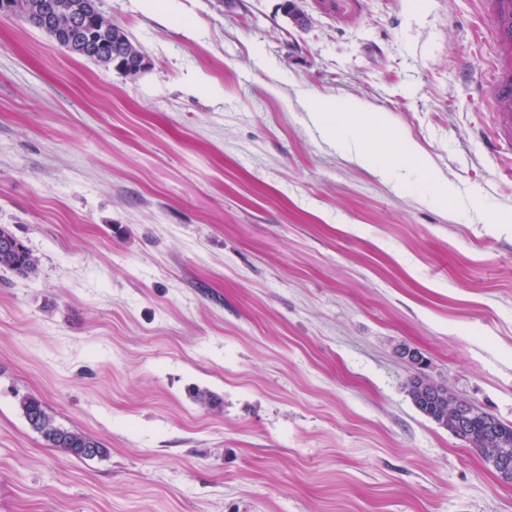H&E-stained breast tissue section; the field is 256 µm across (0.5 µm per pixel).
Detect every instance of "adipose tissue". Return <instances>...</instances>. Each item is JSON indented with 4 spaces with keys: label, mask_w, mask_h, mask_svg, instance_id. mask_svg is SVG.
Segmentation results:
<instances>
[{
    "label": "adipose tissue",
    "mask_w": 512,
    "mask_h": 512,
    "mask_svg": "<svg viewBox=\"0 0 512 512\" xmlns=\"http://www.w3.org/2000/svg\"><path fill=\"white\" fill-rule=\"evenodd\" d=\"M310 114L326 135L349 143L361 165L377 169L384 177L404 166L412 168L424 177L431 197L437 203H447L448 186L435 179L424 157L391 133L385 113L364 112L350 99L317 98L311 102Z\"/></svg>",
    "instance_id": "adipose-tissue-1"
}]
</instances>
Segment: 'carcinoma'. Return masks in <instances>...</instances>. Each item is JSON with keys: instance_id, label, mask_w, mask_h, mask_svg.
<instances>
[{"instance_id": "obj_1", "label": "carcinoma", "mask_w": 512, "mask_h": 512, "mask_svg": "<svg viewBox=\"0 0 512 512\" xmlns=\"http://www.w3.org/2000/svg\"><path fill=\"white\" fill-rule=\"evenodd\" d=\"M112 20L101 17V23L90 27L85 33V40L91 49L102 55L98 63L120 70L130 65L139 56L140 49L129 39L116 42L112 40ZM0 238L11 242L7 250L0 249V268L8 269L16 274L28 277L34 274L38 267V259L16 238L7 228L0 227ZM425 383L422 378H415L410 383V395L416 408L437 425L447 429L452 435L479 452L487 464H492L495 456L491 449H500L499 455L512 458V424L499 422L495 433H490L487 426L488 413L475 408L471 411L462 431H457L452 416L450 404L457 398L440 388L433 389V394L427 398L420 396L419 387ZM19 404L30 427L40 434L47 446L59 448L78 458H93L104 453L101 444L81 432L59 426L50 415L40 399L33 395H24Z\"/></svg>"}]
</instances>
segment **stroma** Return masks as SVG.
I'll use <instances>...</instances> for the list:
<instances>
[{"label": "stroma", "instance_id": "1", "mask_svg": "<svg viewBox=\"0 0 512 512\" xmlns=\"http://www.w3.org/2000/svg\"><path fill=\"white\" fill-rule=\"evenodd\" d=\"M282 2L97 0L134 76L0 14V225L38 259L0 268V512H512L408 388L512 424L476 0ZM316 97L386 113L460 199L359 165ZM28 393L104 455L47 447Z\"/></svg>", "mask_w": 512, "mask_h": 512}]
</instances>
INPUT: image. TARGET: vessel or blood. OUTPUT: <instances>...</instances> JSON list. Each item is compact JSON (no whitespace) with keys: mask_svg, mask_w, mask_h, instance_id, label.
I'll list each match as a JSON object with an SVG mask.
<instances>
[{"mask_svg":"<svg viewBox=\"0 0 512 512\" xmlns=\"http://www.w3.org/2000/svg\"><path fill=\"white\" fill-rule=\"evenodd\" d=\"M478 10L490 26L489 62L479 82L488 107V149L512 177V0H478Z\"/></svg>","mask_w":512,"mask_h":512,"instance_id":"obj_1","label":"vessel or blood"}]
</instances>
